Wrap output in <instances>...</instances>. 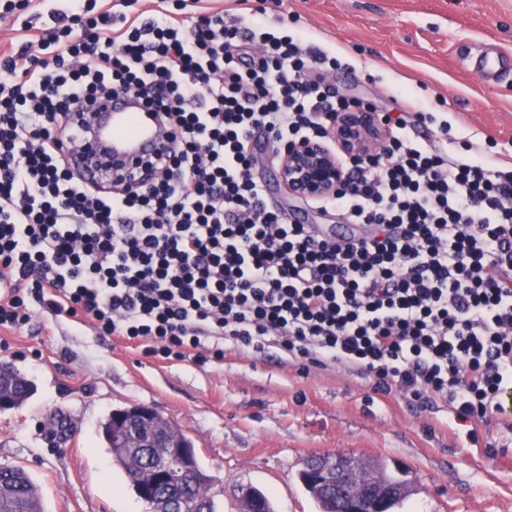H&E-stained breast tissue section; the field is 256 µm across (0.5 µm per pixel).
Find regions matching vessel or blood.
I'll use <instances>...</instances> for the list:
<instances>
[{
  "instance_id": "obj_1",
  "label": "vessel or blood",
  "mask_w": 512,
  "mask_h": 512,
  "mask_svg": "<svg viewBox=\"0 0 512 512\" xmlns=\"http://www.w3.org/2000/svg\"><path fill=\"white\" fill-rule=\"evenodd\" d=\"M95 110L99 121L83 135V149L72 148L63 154L65 164L79 170L90 185L101 183L102 167L124 159H141L158 147V122L150 108L108 98L99 101Z\"/></svg>"
}]
</instances>
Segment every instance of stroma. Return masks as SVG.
I'll list each match as a JSON object with an SVG mask.
<instances>
[{"label":"stroma","mask_w":512,"mask_h":512,"mask_svg":"<svg viewBox=\"0 0 512 512\" xmlns=\"http://www.w3.org/2000/svg\"><path fill=\"white\" fill-rule=\"evenodd\" d=\"M265 22L290 17L350 65L328 76L348 97L396 112L421 102L471 139L512 154V71L489 81L462 53L512 55V0H265ZM0 334V362L36 386L0 410V465L19 464L44 512H147L99 435L113 410L145 405L187 436L211 479L215 512H241L240 489L275 512H318L300 480L315 454L381 459L415 492L395 512H512V428L457 426L446 406L373 393L344 368L289 362L279 349L192 364L144 355L92 324L45 312Z\"/></svg>","instance_id":"35a3bbf8"}]
</instances>
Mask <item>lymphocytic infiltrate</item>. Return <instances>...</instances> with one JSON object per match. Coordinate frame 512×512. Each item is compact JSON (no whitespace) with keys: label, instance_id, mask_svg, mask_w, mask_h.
Listing matches in <instances>:
<instances>
[{"label":"lymphocytic infiltrate","instance_id":"lymphocytic-infiltrate-1","mask_svg":"<svg viewBox=\"0 0 512 512\" xmlns=\"http://www.w3.org/2000/svg\"><path fill=\"white\" fill-rule=\"evenodd\" d=\"M67 0L0 49V328L26 294L145 353L275 346L347 366L374 392L490 425L512 396V165L433 113H381L387 139L350 159L321 211L369 227L337 243L267 197V159L326 136L358 102L325 82L342 62L305 34L204 0ZM138 94L166 145L142 177L86 185L62 153L101 98ZM436 125L419 140L415 127Z\"/></svg>","mask_w":512,"mask_h":512}]
</instances>
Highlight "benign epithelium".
I'll return each mask as SVG.
<instances>
[{"label":"benign epithelium","instance_id":"1","mask_svg":"<svg viewBox=\"0 0 512 512\" xmlns=\"http://www.w3.org/2000/svg\"><path fill=\"white\" fill-rule=\"evenodd\" d=\"M385 141V129L375 113L361 109L343 112L325 138L299 140L286 147L279 158L278 175L288 194L318 200L338 190L348 178L344 159L376 153ZM156 411L145 406H133L114 416L120 428L116 443L137 454L139 447L136 427L146 423ZM196 458L195 448L180 438L155 435L154 447L148 449L150 471L133 473L135 484L147 495L160 484L170 481L173 469H186ZM359 469L355 456L345 454L318 455L307 462L303 470L308 486L333 485L346 488L347 476ZM395 491L386 487L375 491L370 477L337 500L336 512H389Z\"/></svg>","mask_w":512,"mask_h":512}]
</instances>
